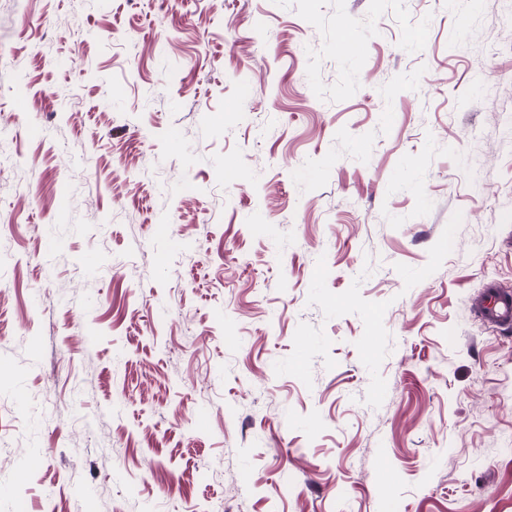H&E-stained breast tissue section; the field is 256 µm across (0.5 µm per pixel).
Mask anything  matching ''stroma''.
Listing matches in <instances>:
<instances>
[{
	"mask_svg": "<svg viewBox=\"0 0 512 512\" xmlns=\"http://www.w3.org/2000/svg\"><path fill=\"white\" fill-rule=\"evenodd\" d=\"M491 283L512 0H0V512H512Z\"/></svg>",
	"mask_w": 512,
	"mask_h": 512,
	"instance_id": "stroma-1",
	"label": "stroma"
}]
</instances>
